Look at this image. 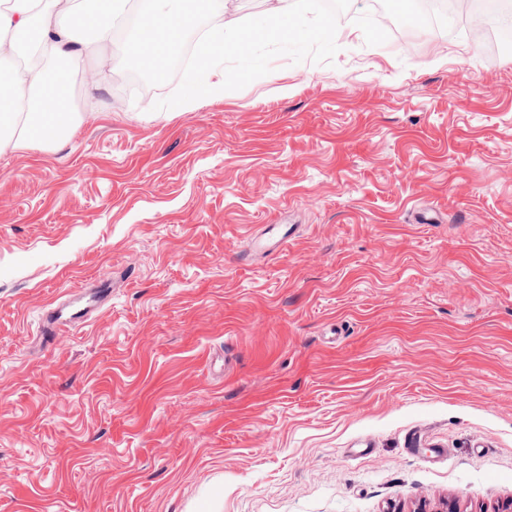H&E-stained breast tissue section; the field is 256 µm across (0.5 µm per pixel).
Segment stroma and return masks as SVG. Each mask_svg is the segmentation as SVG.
<instances>
[{
	"instance_id": "stroma-1",
	"label": "stroma",
	"mask_w": 512,
	"mask_h": 512,
	"mask_svg": "<svg viewBox=\"0 0 512 512\" xmlns=\"http://www.w3.org/2000/svg\"><path fill=\"white\" fill-rule=\"evenodd\" d=\"M372 9L191 112L110 46L0 152V512H512V47ZM267 234L269 236L267 238L266 252H273L293 239L295 228L293 224H270L268 225ZM109 295L110 290L108 288L96 289L89 295V298L82 307L70 305L49 311L46 318V336L50 339L52 336H56L59 326H80L86 324L91 317V313L99 308Z\"/></svg>"
}]
</instances>
